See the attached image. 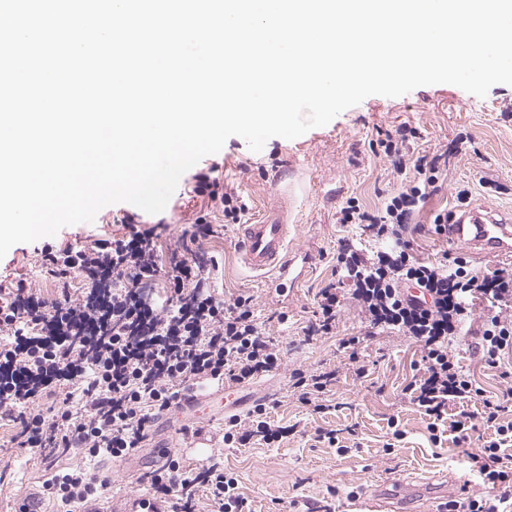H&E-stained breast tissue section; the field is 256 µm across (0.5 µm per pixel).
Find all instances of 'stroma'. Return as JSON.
I'll return each instance as SVG.
<instances>
[{"instance_id":"1","label":"stroma","mask_w":512,"mask_h":512,"mask_svg":"<svg viewBox=\"0 0 512 512\" xmlns=\"http://www.w3.org/2000/svg\"><path fill=\"white\" fill-rule=\"evenodd\" d=\"M403 125L417 130L408 144L410 154L449 155L446 175L420 218L415 252L432 260L458 256L456 247L435 234L432 216L455 209L459 191H469L471 202L512 211V86H493L482 98L451 84L421 86L399 97L372 95L296 139L274 137L254 152L243 138L233 136L220 152L201 159L197 170L211 171L246 202L240 224L257 223L273 205L275 181L291 185V248L306 255L308 267L300 282L282 291L269 290L264 279L240 267L239 224L225 223L223 207L193 193L187 179H180L164 210L166 227L156 231V262L166 269L176 238L190 222L202 215L214 225V236L201 243L218 262L210 271L211 284L229 297L253 296L258 323L284 351L281 368L241 391L251 406L275 400L271 419L297 425V434L271 446L258 441L228 448L220 440L224 416L219 413L204 421L213 445L187 446L180 431L190 419L176 413L157 422L136 462L118 466L107 458L92 462L73 454L47 463L14 448L16 427L0 420V471L8 473L0 480V512H20L23 501L39 496L50 474L89 466L109 480L99 512H116L136 494L142 475L160 467L155 450L161 446L170 447L187 470L210 454H222L225 471L238 480L245 512H303L309 503L326 505L330 512H382L384 504L376 496L381 489L394 494L395 512H429L432 504H444L440 489L447 480H468L470 492H478L465 459L485 436V426L473 417L460 439L432 441L427 418L405 393L420 359L418 347L393 334L369 338L362 352L367 372L359 377L342 346L343 338L361 330L352 308L342 311L334 335L304 337L305 327L315 320L317 292L334 280L341 242L362 236L359 225L341 223L342 208L354 199L369 212L383 214L387 198L400 184L381 143ZM460 135L471 137L474 151L449 154ZM133 210L129 203L106 206L93 222L63 227L51 242L64 249L93 233L121 236L125 217ZM36 248L33 242L19 243L0 259V289L28 278L39 285L43 297H56V288L40 274ZM297 368L335 371L328 397L337 410L319 414L298 402L290 378ZM320 428L338 430L345 452L315 442ZM397 429L402 432L398 440L393 437Z\"/></svg>"}]
</instances>
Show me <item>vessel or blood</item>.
Wrapping results in <instances>:
<instances>
[{
  "mask_svg": "<svg viewBox=\"0 0 512 512\" xmlns=\"http://www.w3.org/2000/svg\"><path fill=\"white\" fill-rule=\"evenodd\" d=\"M288 195L280 193L278 205L255 224L240 225L238 244L244 266L270 277L272 283L289 278L295 259L289 251ZM450 243L478 256L512 259V214L486 205H470L454 213L448 224ZM237 406L234 386L220 384L201 395L189 396L185 404L197 417H205L208 403Z\"/></svg>",
  "mask_w": 512,
  "mask_h": 512,
  "instance_id": "1",
  "label": "vessel or blood"
}]
</instances>
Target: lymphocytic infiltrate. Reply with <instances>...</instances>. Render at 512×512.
Here are the masks:
<instances>
[{
  "instance_id": "1",
  "label": "lymphocytic infiltrate",
  "mask_w": 512,
  "mask_h": 512,
  "mask_svg": "<svg viewBox=\"0 0 512 512\" xmlns=\"http://www.w3.org/2000/svg\"><path fill=\"white\" fill-rule=\"evenodd\" d=\"M384 153L405 181L387 199L383 216L348 201L342 223L361 225L382 250L342 243L336 256L337 281L317 294V315L308 336L332 334L344 307H352L364 335L344 339L357 376L365 336L388 332L417 345L421 360L406 387L411 402L429 420L431 433L449 420L453 407L479 404L490 434L468 464L481 480L479 495L445 503V512H512V418L460 370L455 343L475 300L487 315L475 353L492 368L512 354V263L481 271L465 258L424 262L410 253L415 223L441 171L440 156L406 158L403 139H385ZM120 238L90 234L77 247L43 245L41 272L54 280L58 296L42 297L35 282L20 279L6 288L0 303V420L17 424L15 447L47 457L82 451L86 457L121 459L142 450L155 420L182 407L187 394L220 383L247 384L281 367V348L254 318V299L217 297L211 288L210 257L202 240L213 224L197 217L174 242L169 284L147 299L143 287L158 274L153 228L128 216ZM89 280L88 291L70 286L73 276ZM298 400L326 411L321 403L335 372H291ZM59 394L58 407L42 408L44 396ZM267 403L224 422L225 446L253 438L281 441L288 428L271 424ZM107 479L90 470L56 473L42 488L63 512H96ZM138 512H243L238 483L220 456L209 455L196 468L178 462L147 473L136 493Z\"/></svg>"
}]
</instances>
